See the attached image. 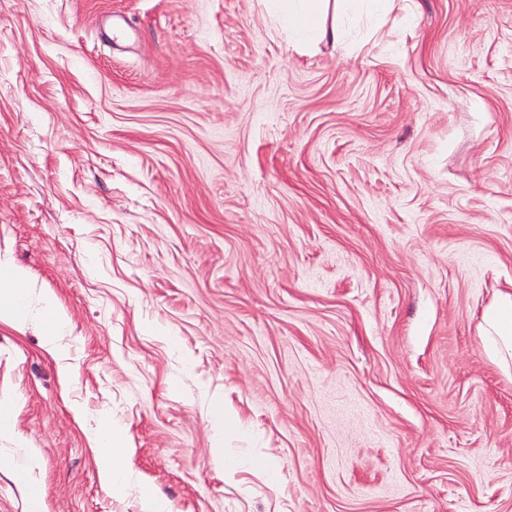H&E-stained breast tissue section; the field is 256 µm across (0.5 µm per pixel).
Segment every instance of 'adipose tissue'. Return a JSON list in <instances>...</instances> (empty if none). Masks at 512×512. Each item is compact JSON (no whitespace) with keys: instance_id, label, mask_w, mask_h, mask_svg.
<instances>
[{"instance_id":"ef3b65f1","label":"adipose tissue","mask_w":512,"mask_h":512,"mask_svg":"<svg viewBox=\"0 0 512 512\" xmlns=\"http://www.w3.org/2000/svg\"><path fill=\"white\" fill-rule=\"evenodd\" d=\"M392 0H271L268 9L274 21H283L289 32L302 41H328L339 44L344 31L342 19L364 12L375 22H382ZM334 23H327V15ZM39 302L40 330L43 347L54 358L61 372L70 369L69 348L63 338L69 328V318L55 298L36 293L27 271L16 266L9 257H0V322L17 331H25L30 319V305ZM486 339L496 359L512 362V294L501 293L483 315ZM96 450L97 468L113 490H120L127 472L126 450L122 433L112 423L108 412H101L96 425L89 431Z\"/></svg>"}]
</instances>
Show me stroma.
Segmentation results:
<instances>
[{"label":"stroma","mask_w":512,"mask_h":512,"mask_svg":"<svg viewBox=\"0 0 512 512\" xmlns=\"http://www.w3.org/2000/svg\"><path fill=\"white\" fill-rule=\"evenodd\" d=\"M346 29L299 50L263 0H0V255L72 356L0 324V512L19 469L49 512H512L480 327L512 293V0ZM89 435L96 448L97 468L102 479L112 490H120L127 472L126 449L121 431L112 425V415L101 412Z\"/></svg>","instance_id":"obj_1"}]
</instances>
